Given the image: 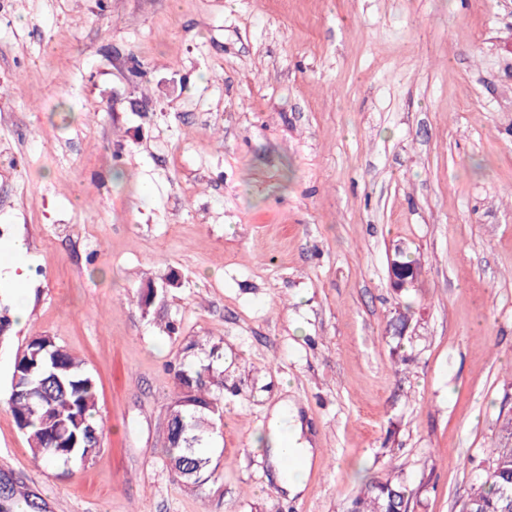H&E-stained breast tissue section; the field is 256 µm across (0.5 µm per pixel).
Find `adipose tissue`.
Masks as SVG:
<instances>
[{"instance_id":"ef3b65f1","label":"adipose tissue","mask_w":512,"mask_h":512,"mask_svg":"<svg viewBox=\"0 0 512 512\" xmlns=\"http://www.w3.org/2000/svg\"><path fill=\"white\" fill-rule=\"evenodd\" d=\"M268 456L278 486L288 496L302 491L314 450L303 436V424L297 408L289 402L279 403L269 422Z\"/></svg>"}]
</instances>
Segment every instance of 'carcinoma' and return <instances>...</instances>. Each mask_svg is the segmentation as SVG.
Returning <instances> with one entry per match:
<instances>
[{"label": "carcinoma", "instance_id": "carcinoma-1", "mask_svg": "<svg viewBox=\"0 0 512 512\" xmlns=\"http://www.w3.org/2000/svg\"><path fill=\"white\" fill-rule=\"evenodd\" d=\"M10 307L0 302V341L11 339ZM178 388L167 423L165 459L174 479L201 486L216 478L206 454L224 408V346L193 339L170 366ZM8 404L35 461L46 466L85 463L100 449L96 382L48 334L33 336L13 364ZM502 443L491 449L486 477L471 489L466 512H512V416L503 419ZM410 493L400 481L362 483L347 512H408Z\"/></svg>", "mask_w": 512, "mask_h": 512}]
</instances>
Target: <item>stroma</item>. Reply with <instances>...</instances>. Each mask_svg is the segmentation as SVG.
Listing matches in <instances>:
<instances>
[{
  "mask_svg": "<svg viewBox=\"0 0 512 512\" xmlns=\"http://www.w3.org/2000/svg\"><path fill=\"white\" fill-rule=\"evenodd\" d=\"M0 224L31 269L0 288L29 310L0 348L17 502L346 512L389 474L460 512L512 412V0H0ZM38 334L97 382L88 463L36 462L7 404ZM202 336L224 413L196 488L166 366ZM284 400L315 450L291 498L254 446ZM404 251L397 250L394 256L389 260V277L391 288L402 290L413 287L420 279L422 270L417 264H405L402 259Z\"/></svg>",
  "mask_w": 512,
  "mask_h": 512,
  "instance_id": "stroma-1",
  "label": "stroma"
}]
</instances>
